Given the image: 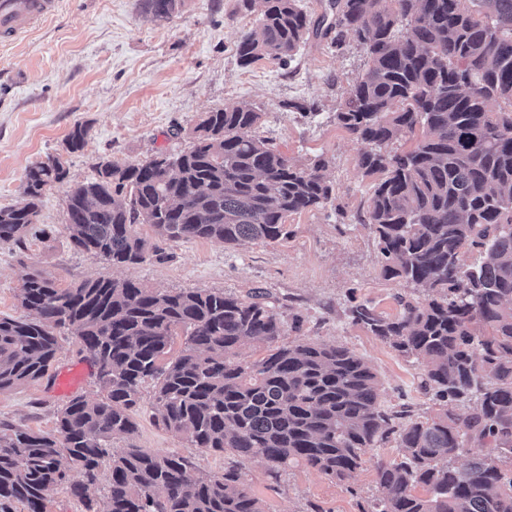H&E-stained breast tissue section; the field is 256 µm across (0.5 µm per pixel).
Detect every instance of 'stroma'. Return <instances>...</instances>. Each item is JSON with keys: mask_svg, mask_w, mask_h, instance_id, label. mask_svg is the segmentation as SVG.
<instances>
[{"mask_svg": "<svg viewBox=\"0 0 512 512\" xmlns=\"http://www.w3.org/2000/svg\"><path fill=\"white\" fill-rule=\"evenodd\" d=\"M238 3L182 0L171 18L157 20L145 0H60L54 15L20 38L0 35V207L18 203L31 165L57 156L68 171L65 183L45 188L23 244L0 245V317L22 315L19 289L36 272L62 288L100 277L241 298L263 288L275 302L285 342L305 338L348 348L376 374L385 409L406 408L412 418L425 419L435 406L421 386L423 365L349 317L352 306L366 303L392 318L400 312L399 297L427 295L425 288L383 277L375 236L362 222L375 179L358 167L361 144L336 122L348 82L363 71L366 56L356 43L338 54L326 38L313 37L290 65L264 59L241 66L235 47L256 18ZM312 100L319 112L309 121L287 108ZM241 102L262 113L255 135L289 159L327 161L332 206L289 215L286 238L232 248L210 240L159 241L149 225L139 224L138 235L157 241L164 258L129 268L73 249L65 229L70 184L92 180L104 160L139 163L187 151L204 113ZM78 123L89 135L83 150L71 153L66 139ZM65 402L45 380L2 391L0 430L51 432ZM137 420V432L121 447L191 457L194 473L202 475L241 464L265 512H370L378 495L376 462L403 455L390 440L368 449L342 480L304 466L275 477L259 460L191 452L154 424L149 405Z\"/></svg>", "mask_w": 512, "mask_h": 512, "instance_id": "stroma-1", "label": "stroma"}]
</instances>
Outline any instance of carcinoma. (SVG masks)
<instances>
[{"label": "carcinoma", "mask_w": 512, "mask_h": 512, "mask_svg": "<svg viewBox=\"0 0 512 512\" xmlns=\"http://www.w3.org/2000/svg\"><path fill=\"white\" fill-rule=\"evenodd\" d=\"M239 2L257 15L236 45L245 66L265 58L287 65L316 31L298 0ZM331 4V48L340 53L351 39L367 58L336 123L365 146L364 174L381 175L366 221L382 272L434 292L402 301L393 319L363 304L350 317L423 363L421 386L439 409L393 424L369 367L344 347L282 343L283 324L261 291L243 300L208 289L161 292L132 279L60 288L32 274L19 293L27 315L0 317V391L51 378L61 331L72 329L100 396L69 399L50 434L0 432V512L18 504L46 512L55 487L84 500L105 463L102 512H264L237 466L203 477L184 456L111 451L113 439L136 431L148 382L154 423L199 452L259 459L274 475L303 465L341 480L394 434L404 460L377 464L374 512H512V469L478 456L455 464L476 445L512 461V0ZM180 5L146 0L155 19ZM499 99L509 108L495 112ZM261 119L247 103L205 113L192 148L166 156L169 171L153 159L100 162L95 178L67 190L71 242L131 267L149 254L162 259L137 224L169 241L228 246L287 236L288 215L327 208L333 187L326 160L298 165L252 135ZM418 128L412 150H386L399 132ZM88 134L75 125L67 149H83ZM66 178L57 157L26 170L24 201L0 207V245L23 243L44 189ZM470 249L480 261L465 267L460 255ZM176 336L183 349L167 361ZM249 343L266 354L242 360ZM472 400L466 414L456 412ZM418 486L427 496L414 494Z\"/></svg>", "instance_id": "1"}]
</instances>
